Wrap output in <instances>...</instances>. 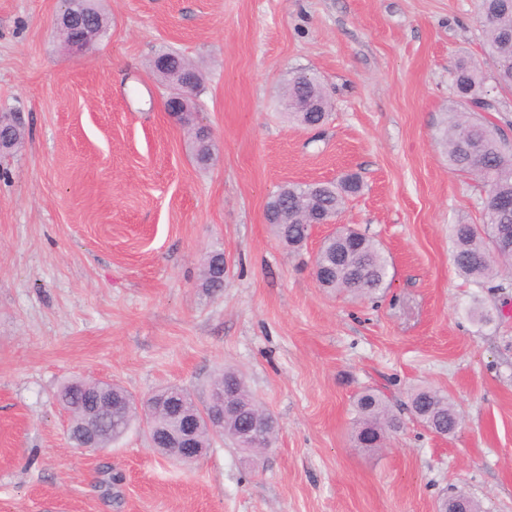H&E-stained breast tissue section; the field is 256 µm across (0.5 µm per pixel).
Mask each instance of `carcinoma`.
I'll list each match as a JSON object with an SVG mask.
<instances>
[{
    "instance_id": "carcinoma-1",
    "label": "carcinoma",
    "mask_w": 512,
    "mask_h": 512,
    "mask_svg": "<svg viewBox=\"0 0 512 512\" xmlns=\"http://www.w3.org/2000/svg\"><path fill=\"white\" fill-rule=\"evenodd\" d=\"M73 6L93 29L108 33L109 19L98 0H77ZM477 7L487 52L496 69V84L512 90V0H477ZM152 69L169 86L190 76L197 87H204L202 73L176 50H160L152 60ZM451 75L457 99L487 100L489 104L482 111L496 110L497 100L486 89L482 71L476 64L460 60L454 64ZM283 104L288 119L301 127H312L327 120L331 111V102L318 77L305 68L290 73ZM191 138L194 160L201 167L209 166L211 138L194 128ZM439 139L448 156L449 169L474 176L486 189L484 222L452 227L453 265L460 274L480 285L493 278L500 266L512 264V241L503 242L497 237L498 225H512V208L498 209L494 205L496 198L512 200V144L492 126L454 106L446 113ZM360 190V180L354 174H348L336 183H288L281 186L268 202L266 221L281 242L298 249L310 236L308 221L312 214L333 219L345 200ZM282 204L288 207L286 224L279 223L276 218V210ZM223 256V252L213 251L205 263L202 287L212 292L224 287ZM316 263L324 270V275L318 278L322 288L363 298L376 295L386 287L389 263L384 250L375 240L358 232L353 233L350 241L326 239L319 248ZM226 385L236 388L240 405L263 410L244 379L232 370L218 371L212 380L210 395L223 393ZM166 392L167 389L162 388L139 404L118 384L77 378L60 386L57 401L69 414L70 440L75 447L84 446L82 424L87 413L93 410L99 418L95 427L97 447L109 448L134 424L143 422L149 415L151 402L162 399ZM112 399L123 402L128 411L121 416L111 413L108 401ZM353 407L355 439L358 447L366 451L380 448L387 434L400 424L387 400L373 390L358 393ZM411 409L420 422L437 432L451 434L458 427L459 415L454 405L438 390L421 388L415 391ZM447 505L448 512H483L478 502L462 491L449 494Z\"/></svg>"
}]
</instances>
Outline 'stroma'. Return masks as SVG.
Instances as JSON below:
<instances>
[{
  "instance_id": "obj_1",
  "label": "stroma",
  "mask_w": 512,
  "mask_h": 512,
  "mask_svg": "<svg viewBox=\"0 0 512 512\" xmlns=\"http://www.w3.org/2000/svg\"><path fill=\"white\" fill-rule=\"evenodd\" d=\"M103 4L109 35L75 53L61 0H0V112L25 124L0 156V512H435L454 488L512 512V270L479 286L454 268L451 227L482 223L485 193L438 144L453 64L495 85L476 0ZM166 47L205 77L209 167L166 115L151 68ZM299 68L333 103L318 132L282 113ZM347 172L363 189L334 224L389 256L373 299L312 278L333 224L296 254L265 218L281 185ZM222 368L277 418L266 453L217 439L185 466L138 425L106 453L71 446L63 381L139 399L176 385L202 405ZM421 387L459 410L453 435L415 420ZM366 388L402 421L378 452L353 440ZM224 253L221 251L211 252L205 263L202 288H207L211 292L217 291L224 286V269L221 266V258Z\"/></svg>"
}]
</instances>
